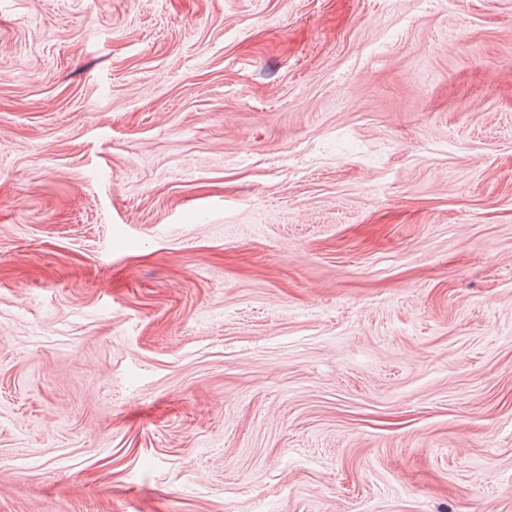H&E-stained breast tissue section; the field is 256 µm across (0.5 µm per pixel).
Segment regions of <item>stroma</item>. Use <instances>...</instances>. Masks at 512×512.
Wrapping results in <instances>:
<instances>
[{
  "instance_id": "35a3bbf8",
  "label": "stroma",
  "mask_w": 512,
  "mask_h": 512,
  "mask_svg": "<svg viewBox=\"0 0 512 512\" xmlns=\"http://www.w3.org/2000/svg\"><path fill=\"white\" fill-rule=\"evenodd\" d=\"M0 512H512V0H0Z\"/></svg>"
}]
</instances>
